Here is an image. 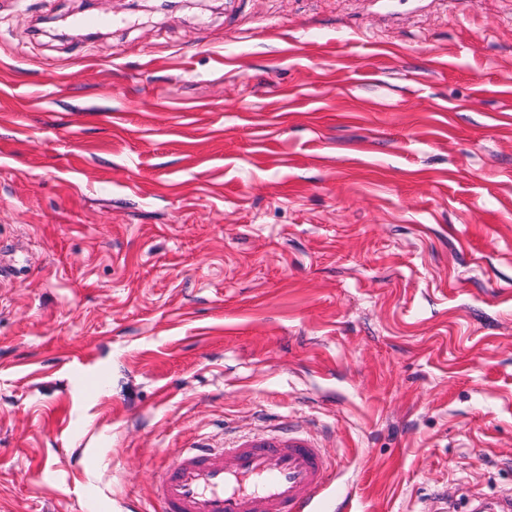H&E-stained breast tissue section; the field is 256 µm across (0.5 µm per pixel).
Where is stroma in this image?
<instances>
[{
  "label": "stroma",
  "mask_w": 512,
  "mask_h": 512,
  "mask_svg": "<svg viewBox=\"0 0 512 512\" xmlns=\"http://www.w3.org/2000/svg\"><path fill=\"white\" fill-rule=\"evenodd\" d=\"M288 422L351 512L512 497V0H0V512ZM46 23L52 24L51 29L55 32L54 37L61 40L80 39L90 34H83V29L74 27L67 16L47 17Z\"/></svg>",
  "instance_id": "stroma-1"
}]
</instances>
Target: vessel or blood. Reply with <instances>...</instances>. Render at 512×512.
Segmentation results:
<instances>
[{
  "label": "vessel or blood",
  "mask_w": 512,
  "mask_h": 512,
  "mask_svg": "<svg viewBox=\"0 0 512 512\" xmlns=\"http://www.w3.org/2000/svg\"><path fill=\"white\" fill-rule=\"evenodd\" d=\"M332 474L318 441L280 426L180 453L160 473L155 512H325L330 505L347 512L349 494H324Z\"/></svg>",
  "instance_id": "1"
}]
</instances>
